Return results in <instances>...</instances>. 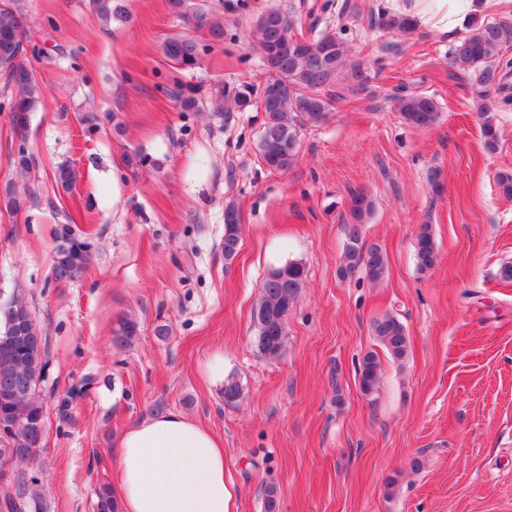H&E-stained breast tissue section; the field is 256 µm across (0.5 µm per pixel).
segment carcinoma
Listing matches in <instances>:
<instances>
[{"mask_svg":"<svg viewBox=\"0 0 512 512\" xmlns=\"http://www.w3.org/2000/svg\"><path fill=\"white\" fill-rule=\"evenodd\" d=\"M174 12L197 30H206L212 45L224 43V25L203 9L185 12V0H170ZM380 24L387 30L411 33L417 28L416 19L409 15L383 14ZM24 22L17 7L0 6V68L8 82L16 87L9 106L13 128L23 133L30 113L43 102V90L37 81L24 50ZM258 48L268 53L263 64L268 76L255 85L242 83L234 87L231 96L236 107L245 110L257 102L267 115L260 141V155L273 171L290 169L297 159L300 129L325 121L333 98L325 93L343 68L347 47L336 34H323L304 40L292 32V23L278 11H270L257 22L254 32ZM512 46V18L471 23L469 33L459 38L450 51V65L475 76L473 94L480 119V132L489 151L497 149L500 139L495 113L512 105V94L506 76L512 73V58L503 50ZM211 45H202L191 36H171L163 44V54L182 71L194 70L202 64ZM402 119L416 129L435 125L441 112L440 103L432 96L409 94L398 98ZM61 188L68 192L78 181L71 166H62L57 173ZM6 207L18 212L30 199L26 190L14 184L5 186ZM373 203L363 192H355L349 201L352 223L345 225L346 245L337 274L342 279L364 270L368 279L381 281L388 269L386 252L378 244H366L362 225L371 215ZM240 215L233 206L224 209V259L232 260L239 250ZM53 277L57 283H70L84 277L95 258L92 239L62 225L58 235ZM417 267L421 272L432 269L437 262V247L430 226L423 224L415 238ZM305 281V268L288 262L273 269L263 282L253 319H264L266 347L259 354L266 358L279 357L286 342L288 311L294 305ZM371 332L380 347L399 362L407 356L409 336L405 325L393 314H384L372 321ZM112 343L126 346L139 335V322L126 317L112 332ZM49 365L48 339L33 317L30 305L21 291L11 301L0 305V462L14 466L29 463L40 444L39 433L45 430V405L38 396ZM381 359L377 352L364 354L359 366V384L369 396L381 383ZM224 403L233 405L243 394L241 384L233 376L224 380ZM97 512H117L111 487L97 491Z\"/></svg>","mask_w":512,"mask_h":512,"instance_id":"cac0c4a2","label":"carcinoma"}]
</instances>
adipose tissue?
<instances>
[{
    "mask_svg": "<svg viewBox=\"0 0 512 512\" xmlns=\"http://www.w3.org/2000/svg\"><path fill=\"white\" fill-rule=\"evenodd\" d=\"M476 9L474 0H413L410 13L444 31ZM113 481L120 512H229L221 441L178 412L123 435Z\"/></svg>",
    "mask_w": 512,
    "mask_h": 512,
    "instance_id": "obj_1",
    "label": "adipose tissue"
}]
</instances>
